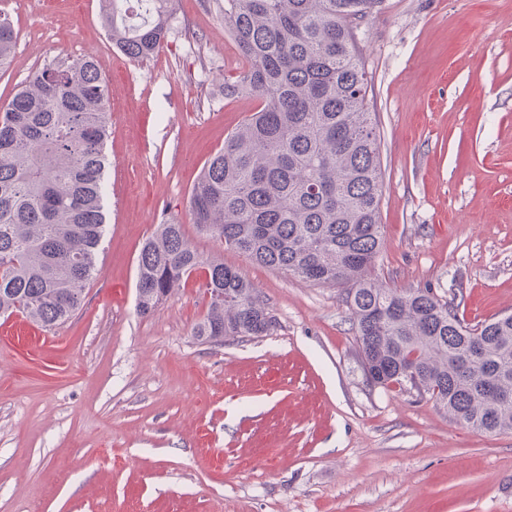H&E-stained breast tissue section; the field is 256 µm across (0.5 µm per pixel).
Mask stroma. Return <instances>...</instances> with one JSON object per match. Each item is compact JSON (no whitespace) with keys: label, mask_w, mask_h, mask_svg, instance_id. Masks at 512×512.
<instances>
[{"label":"stroma","mask_w":512,"mask_h":512,"mask_svg":"<svg viewBox=\"0 0 512 512\" xmlns=\"http://www.w3.org/2000/svg\"><path fill=\"white\" fill-rule=\"evenodd\" d=\"M17 33L0 108L37 68L93 58L109 88L106 227L83 306L0 330V512H512V432L452 422L364 373L340 289L199 232L191 190L259 106L224 0H176L131 62L99 0H0ZM384 191L375 279L430 288L477 323L512 313V0H383L354 31ZM182 224L259 291L275 326L205 343L203 288L136 307L143 241Z\"/></svg>","instance_id":"1"}]
</instances>
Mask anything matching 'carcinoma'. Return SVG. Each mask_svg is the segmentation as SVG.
I'll return each instance as SVG.
<instances>
[{"instance_id": "carcinoma-1", "label": "carcinoma", "mask_w": 512, "mask_h": 512, "mask_svg": "<svg viewBox=\"0 0 512 512\" xmlns=\"http://www.w3.org/2000/svg\"><path fill=\"white\" fill-rule=\"evenodd\" d=\"M102 0L132 61L167 39L175 0ZM382 0H224L243 69L224 94L259 109L204 166L192 221L223 248L273 271L342 290L363 369L409 386L479 432H512V314L469 324L430 288L372 278L383 244L378 137L353 36ZM16 44L0 16V64ZM108 87L90 59L36 70L0 113V317L51 329L83 304L106 225ZM209 294L197 339L262 336L275 323L236 269L193 250L182 225H159L137 261L146 315L191 281Z\"/></svg>"}]
</instances>
